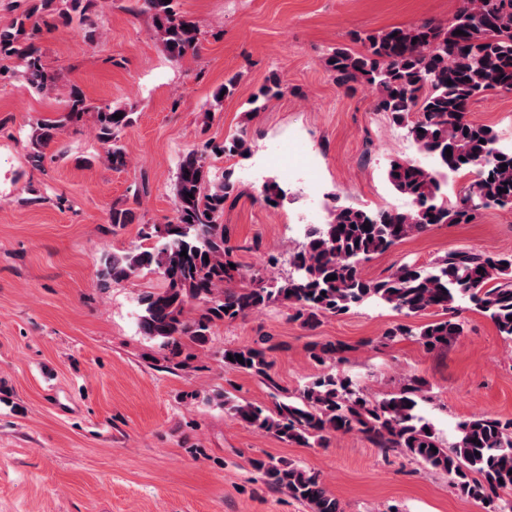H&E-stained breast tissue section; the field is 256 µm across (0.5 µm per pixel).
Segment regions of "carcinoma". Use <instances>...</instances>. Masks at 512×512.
I'll return each mask as SVG.
<instances>
[{
  "mask_svg": "<svg viewBox=\"0 0 512 512\" xmlns=\"http://www.w3.org/2000/svg\"><path fill=\"white\" fill-rule=\"evenodd\" d=\"M62 2L55 9L58 23L89 22L83 0ZM138 2L139 11L152 18L153 37L173 59L197 54L200 28L180 12L177 0ZM52 3L41 0L16 19L12 30L0 32V60L21 61L28 80L41 93L52 91L57 81L42 63L36 18ZM457 30L463 34H455ZM357 39L363 51L336 47L325 59L336 83L347 90L371 86L376 109L405 126L419 152L435 156L440 170L473 174L475 179L450 200L439 170L394 159L387 181L412 200L411 210L335 204L327 222L310 226L305 241L291 253L293 272L266 283L236 263L229 244L223 217L224 204L235 190L232 172L216 183L207 164L209 156L218 153L248 156L246 135L220 145L204 143L188 152L176 170L173 219L145 232L156 244L121 255L106 253L99 269L104 282L127 281L144 270L162 278L163 288L139 300V326L171 356H181L189 344L205 346L216 323L242 319L275 302L287 304L294 321L313 329L326 315H343L375 301L408 318L387 329L384 339L413 337L431 352L462 335L458 302L467 300L500 335L512 340V253L458 248L426 265L404 262L383 277L363 274L364 264L373 257L434 225L468 224L481 209H512V151L491 155L497 132L469 118L470 105L484 93L512 94V0H458L446 24L424 20ZM282 94L279 79H269L250 100L251 111L265 109ZM89 111L82 94L73 91L65 115L35 121L32 144L49 147L62 127ZM115 114L122 118H113ZM131 123L132 113L121 107L96 110L95 136L115 169L127 163L119 133ZM287 196L275 180L263 187L269 204ZM231 263L235 267H229ZM332 275L336 279H330ZM246 279L250 284L245 286ZM430 311L441 313V318L413 322ZM276 348L266 338L260 345L224 349V364L259 378L274 399L271 409L229 401L233 418L306 448L324 447L338 433L358 432L386 453L402 454L446 475L461 495L488 502L490 512H512V500L500 499V491L512 488V419L471 418L458 423L453 438L445 441L420 413V403L429 400L421 378L408 376L396 392L375 399L351 377L330 371L290 394L272 374L271 353ZM348 351L342 342L327 341L313 345L309 354L316 362L338 364ZM231 355L242 356L243 362L229 360ZM251 467L266 485L301 502L308 512H344L315 471L273 458H256Z\"/></svg>",
  "mask_w": 512,
  "mask_h": 512,
  "instance_id": "carcinoma-1",
  "label": "carcinoma"
}]
</instances>
